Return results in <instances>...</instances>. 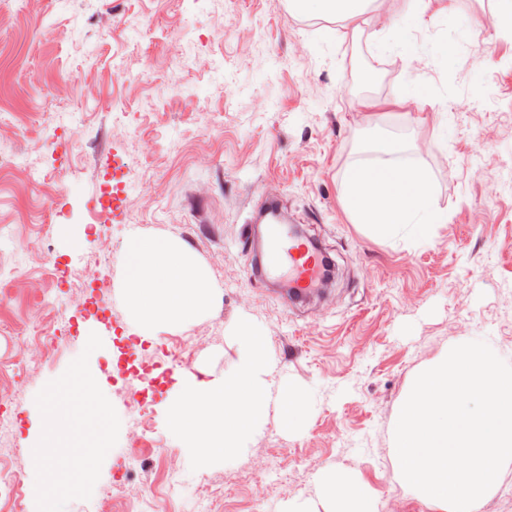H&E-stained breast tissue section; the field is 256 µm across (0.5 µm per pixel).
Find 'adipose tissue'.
<instances>
[{
	"instance_id": "ef3b65f1",
	"label": "adipose tissue",
	"mask_w": 512,
	"mask_h": 512,
	"mask_svg": "<svg viewBox=\"0 0 512 512\" xmlns=\"http://www.w3.org/2000/svg\"><path fill=\"white\" fill-rule=\"evenodd\" d=\"M374 0H290L294 10L351 20ZM375 159L351 165L344 173V204L356 223L374 235L391 236L406 224L427 230L439 223L424 169L399 162L404 141L382 138L372 146ZM125 299L136 319L151 328L171 326L207 310L214 290L207 275L176 243L131 236L125 246ZM240 357L221 380L185 378L169 403L168 423L191 453L207 460L233 455L259 430L268 406L263 374L264 340L250 327L239 336ZM111 411L94 371L81 367L73 379L53 386L44 408L46 433L34 443L45 465L40 485L58 490L57 473L66 469L56 452L51 426L60 424L80 437L103 438Z\"/></svg>"
}]
</instances>
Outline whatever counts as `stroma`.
Here are the masks:
<instances>
[{"label":"stroma","instance_id":"35a3bbf8","mask_svg":"<svg viewBox=\"0 0 512 512\" xmlns=\"http://www.w3.org/2000/svg\"><path fill=\"white\" fill-rule=\"evenodd\" d=\"M496 7L376 0L340 21L297 14L288 0H0V84L10 91L0 155L23 163L0 180V483L19 471L35 484L43 464L30 439L71 361L97 371L114 420L102 448L59 433V456L95 465L81 493L47 506L28 497L27 512H114L109 488L124 472L127 512H328L319 479L335 471L352 475L371 512H445L401 481L394 432L416 377L452 347L482 340L512 364V30L497 24ZM359 59L376 79L355 93L347 85ZM368 99L373 108H363ZM58 131L74 168L48 219L26 173L52 168ZM387 135L407 143L404 163L430 175L442 220L427 236L408 227L378 238L345 209L344 170L372 159L366 144ZM116 155L129 203L91 223ZM272 187L335 261L331 287L305 310L256 288L238 248ZM65 223L85 225L80 249L59 237ZM134 234L188 252L215 289L211 308L140 335L123 293ZM47 251L78 268L82 287L43 267ZM90 291L108 328L92 353L83 344ZM57 304L67 310L61 343L21 348L18 337ZM245 324L269 359L263 428L202 465L168 425L167 391L151 393L140 416L117 339L158 373L161 346L184 344L182 365L214 379L237 362ZM288 384L311 407L297 433L282 426ZM140 421L150 445L136 450Z\"/></svg>","mask_w":512,"mask_h":512}]
</instances>
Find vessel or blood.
<instances>
[{"label": "vessel or blood", "instance_id": "b4317fda", "mask_svg": "<svg viewBox=\"0 0 512 512\" xmlns=\"http://www.w3.org/2000/svg\"><path fill=\"white\" fill-rule=\"evenodd\" d=\"M286 222L280 196L266 191L242 251L250 279L265 287L280 284V302L294 307L318 291L329 268L325 247L309 234H289Z\"/></svg>", "mask_w": 512, "mask_h": 512}]
</instances>
